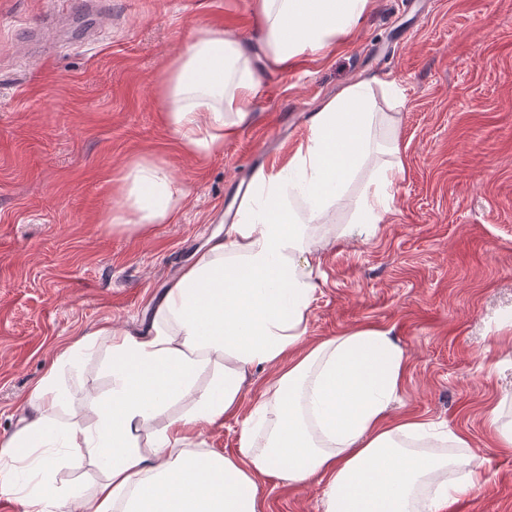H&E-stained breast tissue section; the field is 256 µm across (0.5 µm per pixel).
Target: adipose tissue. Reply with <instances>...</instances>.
Masks as SVG:
<instances>
[{
	"label": "adipose tissue",
	"instance_id": "adipose-tissue-1",
	"mask_svg": "<svg viewBox=\"0 0 512 512\" xmlns=\"http://www.w3.org/2000/svg\"><path fill=\"white\" fill-rule=\"evenodd\" d=\"M370 0H250L258 55L223 30L194 29L166 67L162 120L192 158L224 152L247 127L262 95L261 70L287 69L306 53L334 50ZM371 82L347 86L315 114L306 139L277 172L257 170L238 219L213 235L166 288L150 323L106 325L63 347L32 388L30 417L0 443V497L16 512H269L259 482H325L324 512H412L417 488L433 491L424 512H443L474 484L466 439L390 411L406 359L389 331L361 328L307 342L317 289L309 230L341 200L372 154L377 121ZM394 161L370 168L355 203L357 224H376ZM123 200L104 221L138 233L171 223L187 195L165 167L132 162ZM109 337L111 388L92 399L87 425L62 423V366ZM211 371L207 387L199 377ZM271 371L248 417L245 385ZM185 404L181 414L170 408ZM241 418L236 451L196 447L205 431ZM417 441L448 442L458 455L420 453ZM90 454L102 478L88 496H68L50 478L56 448ZM462 479L450 482L449 473Z\"/></svg>",
	"mask_w": 512,
	"mask_h": 512
}]
</instances>
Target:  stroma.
<instances>
[{
  "label": "stroma",
  "mask_w": 512,
  "mask_h": 512,
  "mask_svg": "<svg viewBox=\"0 0 512 512\" xmlns=\"http://www.w3.org/2000/svg\"><path fill=\"white\" fill-rule=\"evenodd\" d=\"M200 25L255 45L248 0H0V442L59 349L104 324L136 328L207 240L233 223L242 185L280 168L315 112L361 78L396 79L376 139L404 171L368 233L342 236L361 171L318 235L308 340L388 330L407 371L393 408L464 433L480 479L463 508L512 512V0H372L345 44L264 74L250 127L205 160L181 155L161 120L166 64ZM149 155L189 189L149 234L103 224L113 187ZM110 342L63 366L59 418L85 422L104 395ZM54 479L91 493L100 473ZM272 512H323L324 485L269 481Z\"/></svg>",
  "instance_id": "1"
}]
</instances>
